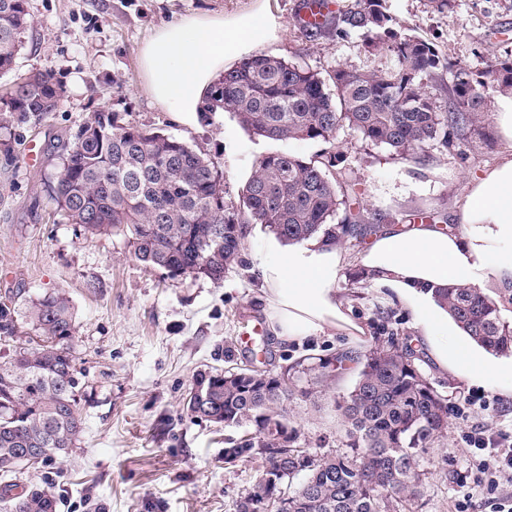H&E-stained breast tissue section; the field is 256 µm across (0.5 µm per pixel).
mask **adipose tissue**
<instances>
[{
  "label": "adipose tissue",
  "mask_w": 512,
  "mask_h": 512,
  "mask_svg": "<svg viewBox=\"0 0 512 512\" xmlns=\"http://www.w3.org/2000/svg\"><path fill=\"white\" fill-rule=\"evenodd\" d=\"M270 13L223 16L189 14L158 26L140 59L146 94L158 107L190 127L200 126L210 86L227 60L274 37ZM507 153L469 182L455 216L459 231L436 224L390 226L376 233L362 254L360 277L393 294L413 316L429 356L445 373L491 388L512 389V359H499L476 345L433 299L437 288L466 285L487 292L512 288V96H502L494 114ZM347 258L336 247L311 238L282 249L270 242L260 265L262 313L271 335L288 344L346 333L362 342L365 328L352 319L336 282Z\"/></svg>",
  "instance_id": "1"
}]
</instances>
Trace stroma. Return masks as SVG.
<instances>
[{"label": "stroma", "mask_w": 512, "mask_h": 512, "mask_svg": "<svg viewBox=\"0 0 512 512\" xmlns=\"http://www.w3.org/2000/svg\"><path fill=\"white\" fill-rule=\"evenodd\" d=\"M264 2L278 30L276 39L261 44L262 52L323 74L340 64L368 72L391 67L389 53L368 49L358 36H303L294 23L299 0H27L30 25L13 72L0 75V93L36 70L51 71L66 93L46 120L15 128L13 155L0 152V296L15 288L33 299L60 292L76 317L78 366L88 382L80 402L84 431L72 452L26 475L28 485L61 493L59 512H234L236 500L253 487L258 465L225 464L227 430L187 411L196 376L329 358L350 348L341 333L280 345L264 331L258 265L273 235L261 225L250 226L239 265L217 284L146 268L124 236L86 235L67 223L47 198L60 170L62 136L92 113H117L213 161L229 199L238 197L262 156L285 151L322 161L333 154L354 188L351 210L382 214L389 226L453 224L470 179L502 157L504 144L491 119L467 130L466 149L430 145L403 159L347 127L328 143L276 142L248 134L227 112L189 128L151 103L139 59L157 26L188 13L252 14ZM387 8L396 32L420 37L474 73L512 55V0H387ZM337 287L370 335H381L377 314L388 311L398 336L415 342L410 313L358 282L353 268L343 271ZM248 323L262 327V334L243 336ZM356 379V370H349L325 395L293 404L309 446L335 447L342 429L335 399ZM460 431L449 419L447 439L421 462L423 512H455L467 456Z\"/></svg>", "instance_id": "obj_1"}]
</instances>
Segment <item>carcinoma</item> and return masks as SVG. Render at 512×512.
Returning a JSON list of instances; mask_svg holds the SVG:
<instances>
[{
    "mask_svg": "<svg viewBox=\"0 0 512 512\" xmlns=\"http://www.w3.org/2000/svg\"><path fill=\"white\" fill-rule=\"evenodd\" d=\"M385 0L351 5L300 27L322 34L362 37L391 53L394 67L362 72L343 65L327 75L265 53L243 58L210 88L207 109L229 112L249 133L273 141L331 142L344 125L402 158L488 120L483 88L512 90V57L498 58L480 76L441 58L430 43L393 31ZM28 23L26 0H0V73L12 70ZM452 74L448 106L426 91L440 72ZM53 75L32 71L0 95V135L41 122L56 111ZM354 192L329 178L323 166L286 152L263 156L238 195L226 200L214 162L159 130L95 112L62 144L61 166L49 202L68 223L91 235L120 232L138 261L171 276L204 275L214 282L240 263L249 225L262 224L283 242L318 237L332 245L363 240L379 229L350 213L332 223ZM221 227L218 234L215 227ZM434 300L478 345L512 354V326L498 306L466 286L437 288ZM25 306L19 315L17 305ZM76 322L69 300L52 292L34 300L22 289L0 303V337L9 358L0 362V487L4 512H57L59 497L24 483L22 448H47L46 466L76 447L83 432L84 373L77 368ZM421 354L393 333L359 354L273 369L237 367L199 374L197 385L217 404L226 428L224 463L260 462L252 489L235 512H423L420 459L447 436L448 404L421 368ZM353 363L354 387L336 401L343 429L336 449L300 444L290 416L297 400L330 388L335 372ZM304 386H298V383ZM264 448L275 453L266 454Z\"/></svg>",
    "mask_w": 512,
    "mask_h": 512,
    "instance_id": "obj_1",
    "label": "carcinoma"
}]
</instances>
